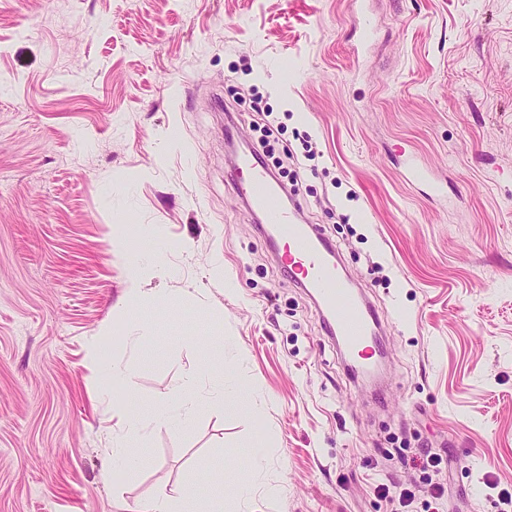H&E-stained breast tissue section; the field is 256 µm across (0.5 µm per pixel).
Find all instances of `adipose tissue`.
<instances>
[{
    "instance_id": "1",
    "label": "adipose tissue",
    "mask_w": 512,
    "mask_h": 512,
    "mask_svg": "<svg viewBox=\"0 0 512 512\" xmlns=\"http://www.w3.org/2000/svg\"><path fill=\"white\" fill-rule=\"evenodd\" d=\"M141 249L136 258L125 268L128 291L139 295L143 280L165 274L166 268L158 260V241L149 229L140 232ZM219 346L215 356L198 366L193 373L182 379L169 396L156 400L150 412H143L139 402L130 400L112 411L116 417L113 438L112 466L114 472L131 475L144 468L148 460L143 453L145 425L153 423L171 429L185 428L205 410L223 408L225 402H235L240 392L231 372L224 368V358L235 345L230 337L218 336ZM133 512H224V500L220 497L202 499L189 486L162 491L139 500Z\"/></svg>"
}]
</instances>
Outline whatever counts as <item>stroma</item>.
<instances>
[{"instance_id":"1","label":"stroma","mask_w":512,"mask_h":512,"mask_svg":"<svg viewBox=\"0 0 512 512\" xmlns=\"http://www.w3.org/2000/svg\"><path fill=\"white\" fill-rule=\"evenodd\" d=\"M258 98L307 222L383 314L385 402L233 191L224 115L260 150ZM139 225L172 270L143 285L144 350L124 281ZM218 333L265 404L147 425L150 465L111 473L113 406L169 393ZM92 341L130 387L101 396ZM260 438L279 494L240 506ZM382 484L414 512H504L512 493V0H0V512H126L182 485L224 512H394Z\"/></svg>"}]
</instances>
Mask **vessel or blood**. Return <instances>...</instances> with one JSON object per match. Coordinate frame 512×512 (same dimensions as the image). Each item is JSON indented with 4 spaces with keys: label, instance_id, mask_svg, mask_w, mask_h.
<instances>
[{
    "label": "vessel or blood",
    "instance_id": "b4317fda",
    "mask_svg": "<svg viewBox=\"0 0 512 512\" xmlns=\"http://www.w3.org/2000/svg\"><path fill=\"white\" fill-rule=\"evenodd\" d=\"M228 161L239 200L264 223L272 250H283V263L293 271L296 285L314 298L327 336L336 339L346 363L356 364L358 373L373 370L384 354L380 320L341 273L335 246L305 222L299 202L282 205L276 175L254 152H229Z\"/></svg>",
    "mask_w": 512,
    "mask_h": 512
}]
</instances>
